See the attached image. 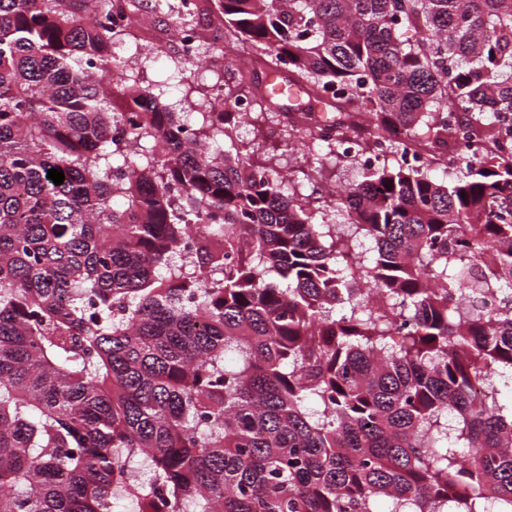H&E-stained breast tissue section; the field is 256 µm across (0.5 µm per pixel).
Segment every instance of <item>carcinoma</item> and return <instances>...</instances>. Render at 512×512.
I'll return each mask as SVG.
<instances>
[{
  "label": "carcinoma",
  "mask_w": 512,
  "mask_h": 512,
  "mask_svg": "<svg viewBox=\"0 0 512 512\" xmlns=\"http://www.w3.org/2000/svg\"><path fill=\"white\" fill-rule=\"evenodd\" d=\"M136 10L0 0V512H512V0L167 12L324 124L253 77L183 119L113 51ZM243 101L308 182L404 139L314 197L235 140Z\"/></svg>",
  "instance_id": "carcinoma-1"
}]
</instances>
